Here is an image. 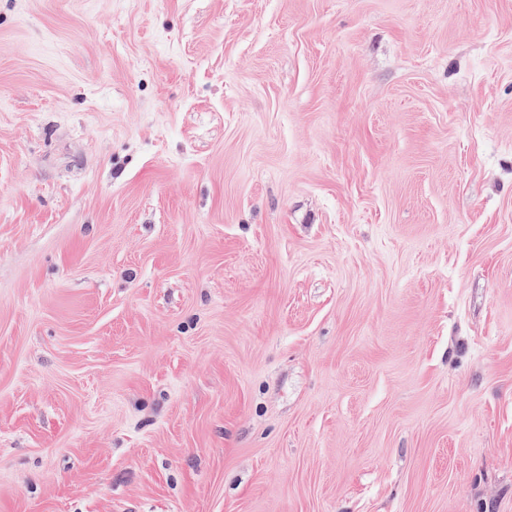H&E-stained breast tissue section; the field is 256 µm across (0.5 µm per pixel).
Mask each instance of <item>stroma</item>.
Wrapping results in <instances>:
<instances>
[{"label":"stroma","instance_id":"stroma-1","mask_svg":"<svg viewBox=\"0 0 512 512\" xmlns=\"http://www.w3.org/2000/svg\"><path fill=\"white\" fill-rule=\"evenodd\" d=\"M0 512H512V0H0Z\"/></svg>","mask_w":512,"mask_h":512}]
</instances>
